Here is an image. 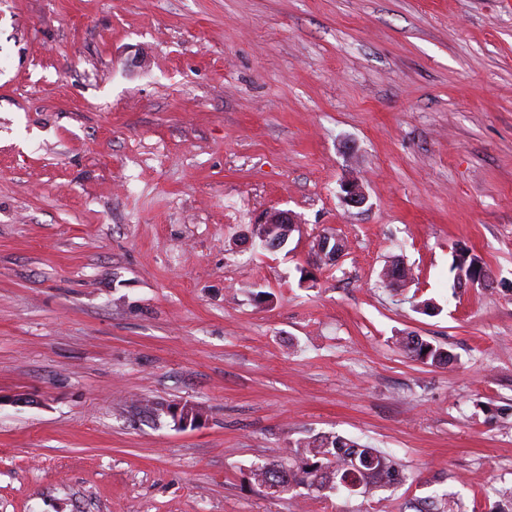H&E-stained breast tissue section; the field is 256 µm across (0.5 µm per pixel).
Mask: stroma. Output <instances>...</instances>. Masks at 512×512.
<instances>
[{
    "label": "stroma",
    "instance_id": "obj_1",
    "mask_svg": "<svg viewBox=\"0 0 512 512\" xmlns=\"http://www.w3.org/2000/svg\"><path fill=\"white\" fill-rule=\"evenodd\" d=\"M328 433L410 478L320 512H512V0H0V512H296L250 471ZM341 199L346 206L360 208L367 203L368 197L359 181L348 179L341 184ZM265 225H259L257 229V238H265L266 240H274L268 245V250L270 252H275L284 247L287 243L290 235L295 230H299L301 226V222L298 218L289 210H280L275 209L268 213L265 221L263 222ZM285 224L286 228V237L285 241L282 245L279 244L278 239L282 235L283 225ZM334 245L333 250L328 249ZM313 258L315 262L328 261L337 264L345 252L343 239L335 233H322L313 242ZM454 258L460 267L465 268L468 265L467 277L463 275L462 284L469 285L471 287L479 286L483 288L487 285V275L485 267L482 266L481 261L474 257L468 250L460 249L455 251ZM412 341H408L405 345L409 357L417 360L423 364L438 365L441 363L448 364V359L452 357V354L440 344H433L426 340H420V343L413 345L410 348V344H415L414 338L418 336H411ZM424 348H429V351L423 353ZM141 407L142 409L140 411L143 414L160 416L161 413H164L170 416L172 420L182 428L197 427L204 416V411L201 406L188 402L159 407L158 403L146 401L144 404H141Z\"/></svg>",
    "mask_w": 512,
    "mask_h": 512
}]
</instances>
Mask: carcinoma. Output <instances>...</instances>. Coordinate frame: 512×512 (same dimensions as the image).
I'll use <instances>...</instances> for the list:
<instances>
[{"instance_id": "cac0c4a2", "label": "carcinoma", "mask_w": 512, "mask_h": 512, "mask_svg": "<svg viewBox=\"0 0 512 512\" xmlns=\"http://www.w3.org/2000/svg\"><path fill=\"white\" fill-rule=\"evenodd\" d=\"M405 349L423 364L438 365L452 357L442 345L423 339ZM141 412L150 416L164 413L182 428L198 426L204 416L201 406L188 402L162 407L147 401ZM251 474L257 485L271 489V495L279 498L297 487L319 495L343 492L349 497L377 489L394 492L410 478L406 469L383 451L336 433L302 438L278 460L253 467Z\"/></svg>"}]
</instances>
